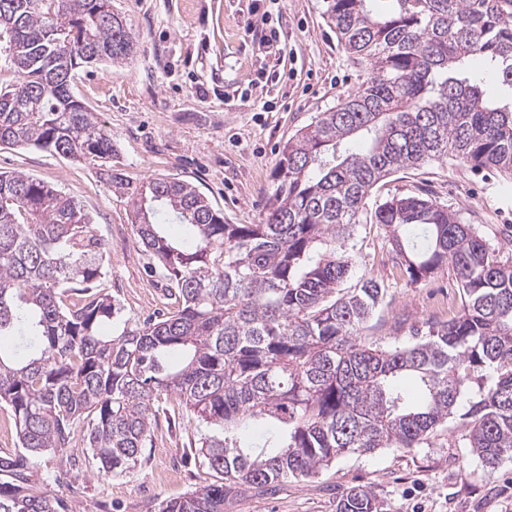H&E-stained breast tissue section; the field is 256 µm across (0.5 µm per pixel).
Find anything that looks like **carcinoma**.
Here are the masks:
<instances>
[{
	"label": "carcinoma",
	"instance_id": "cac0c4a2",
	"mask_svg": "<svg viewBox=\"0 0 512 512\" xmlns=\"http://www.w3.org/2000/svg\"><path fill=\"white\" fill-rule=\"evenodd\" d=\"M104 2L0 0V42L18 77L11 103H0V146L100 162L131 197L139 243L177 307L143 323L123 318L97 289L105 248L81 206L0 172V337L27 349L0 348V403L22 448L0 456V512H65L38 488L32 457L78 434L99 472H132L170 394L201 427L195 454L220 480L159 512H224L241 493L312 477L341 456L419 448L455 417L482 462L511 458L512 257L426 195L372 210L368 199L388 176L432 160L512 176V0H391L387 11L324 0L369 77L283 144L256 224L230 223L189 183L137 188L112 172V140L71 90L80 65L133 54L127 23L97 15ZM488 73L506 98L487 94ZM159 206L188 237L154 221ZM364 222L385 228L410 281L445 263L455 270L460 310L415 342L360 339L387 293L369 277L341 287ZM257 422L270 428L261 446L247 435ZM336 512L381 506L357 485Z\"/></svg>",
	"mask_w": 512,
	"mask_h": 512
}]
</instances>
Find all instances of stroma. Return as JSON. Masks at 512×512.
I'll list each match as a JSON object with an SVG mask.
<instances>
[{
	"instance_id": "obj_1",
	"label": "stroma",
	"mask_w": 512,
	"mask_h": 512,
	"mask_svg": "<svg viewBox=\"0 0 512 512\" xmlns=\"http://www.w3.org/2000/svg\"><path fill=\"white\" fill-rule=\"evenodd\" d=\"M136 43L120 64L75 72L73 91L112 138V166L134 185L155 178L196 186L234 224H254L271 193L279 150L316 113L357 90L368 71L342 49L323 17V0H283L256 10L253 0H112ZM281 34L280 58L258 49L269 28ZM280 80L268 81L271 73ZM0 172H19L72 197L108 241L99 285L124 317L146 320L169 308L167 282L143 252L130 198L98 173L34 147H0ZM423 193L459 211L492 248L512 254V178L450 160L433 161L380 182L373 200ZM358 261L344 282L384 283V302L361 332L366 341L409 340L412 329L448 319L460 294L451 266L410 283L378 224L359 225ZM152 419L141 465L103 475L82 444L35 456L34 471L66 512H158L161 501L216 480L192 450L199 427L177 395ZM460 420L420 448L349 455L309 478L289 480L273 495L242 494L226 512H336L341 491L371 489L384 512H512V459L485 465L463 440Z\"/></svg>"
}]
</instances>
